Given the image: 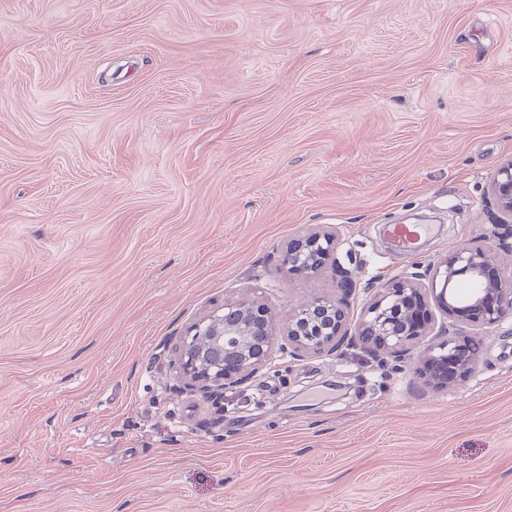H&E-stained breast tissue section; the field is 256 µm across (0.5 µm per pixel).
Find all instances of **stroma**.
<instances>
[{"instance_id": "35a3bbf8", "label": "stroma", "mask_w": 512, "mask_h": 512, "mask_svg": "<svg viewBox=\"0 0 512 512\" xmlns=\"http://www.w3.org/2000/svg\"><path fill=\"white\" fill-rule=\"evenodd\" d=\"M512 158V0H0V512H512V317L345 338L215 413L179 347L225 304L279 327L479 245ZM432 225L391 251L385 224ZM336 230L305 277L292 238ZM481 353L445 390L440 332Z\"/></svg>"}]
</instances>
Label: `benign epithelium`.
<instances>
[{
	"label": "benign epithelium",
	"mask_w": 512,
	"mask_h": 512,
	"mask_svg": "<svg viewBox=\"0 0 512 512\" xmlns=\"http://www.w3.org/2000/svg\"><path fill=\"white\" fill-rule=\"evenodd\" d=\"M491 192L498 209L512 216V159L497 170ZM336 241L335 233L324 230L295 238L283 253V264L291 272L313 275L333 259ZM339 277L343 297L336 301L318 297L289 313L287 339L293 352H331L346 337L347 296L354 285L345 273ZM431 300L461 323L492 327L512 315V278H505L495 256L481 247L453 251L423 276L383 285L379 297L363 311L358 336L378 350L400 353L427 334ZM232 308L238 311L239 320L212 338V344H222L233 353V361L224 363L223 368L213 371V366L203 363L205 351L193 348L194 334L201 333L203 323L191 326L182 340L180 371L208 394L218 409L224 389L246 381L268 361L277 336L276 321L263 308L246 301ZM470 341L469 337L448 339L428 347L420 374L436 388L454 384L475 360Z\"/></svg>",
	"instance_id": "7a95c632"
}]
</instances>
